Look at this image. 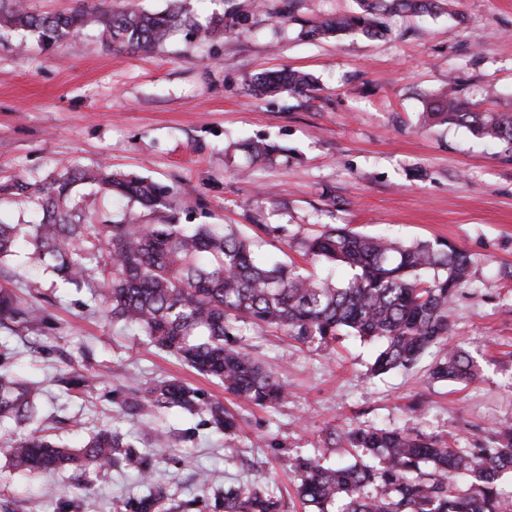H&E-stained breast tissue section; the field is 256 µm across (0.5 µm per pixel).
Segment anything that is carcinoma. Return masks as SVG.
Segmentation results:
<instances>
[{"mask_svg": "<svg viewBox=\"0 0 512 512\" xmlns=\"http://www.w3.org/2000/svg\"><path fill=\"white\" fill-rule=\"evenodd\" d=\"M359 11L342 18L319 20L308 30L313 37L358 31L370 38L385 34L381 17L388 13H433L448 0H358ZM36 32L58 41L95 26L109 45L127 51L151 52L181 28L197 22L171 0L160 12L125 9L112 12L82 4L68 13H36L20 0H0V26ZM259 94L311 89L300 71L261 73L251 80ZM424 123L455 124L474 135L512 150V112L483 109L460 90H444L423 112ZM254 163L272 161L277 150L261 141L245 143ZM95 183L108 193L154 211L163 205V189L144 177L105 168L74 167L37 186L25 181L0 185V195L37 197L41 222L32 226L27 243L39 264L51 261L63 280L79 284L86 277L80 244L97 241V265L104 279L99 297L112 320L147 338L161 352L217 379L224 391L247 404L269 408L283 402L285 386L255 362L235 337L254 325L283 331L302 344L327 345L338 336L381 342L371 372L385 374L414 364L430 348L448 341V304L469 283L471 260L460 249H441L428 242L403 245L344 228L325 226L303 237L305 254L353 270L343 286L304 274L282 263L257 259L254 242L222 224H86L71 205L74 188ZM22 244L17 226L0 224V263ZM426 269L439 271L430 280ZM33 302L18 307L15 296L0 291V327L17 318L43 320ZM431 378L470 382L477 376L473 358L455 345L434 359ZM56 382L67 393L91 388L92 379L78 372L61 373ZM38 387L0 370V424L23 430L0 448L6 463L22 474L69 471L81 476L116 466H139L138 456L114 428H102L78 448H67L39 428H30L38 413ZM180 407L206 415L217 432L236 431V415L220 401L203 400L199 392L176 380L147 387L142 399L120 405L126 416L152 408ZM325 448H342L348 465L328 464L324 457H302L293 467L300 477L299 496L312 512H512L500 486L512 472V423L492 430L487 443L458 448L437 436L411 429L354 426L327 435ZM167 493L156 484L130 500L128 512H167ZM224 512H280L281 503L257 487L224 491Z\"/></svg>", "mask_w": 512, "mask_h": 512, "instance_id": "1", "label": "carcinoma"}]
</instances>
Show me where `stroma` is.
Segmentation results:
<instances>
[{
	"instance_id": "obj_1",
	"label": "stroma",
	"mask_w": 512,
	"mask_h": 512,
	"mask_svg": "<svg viewBox=\"0 0 512 512\" xmlns=\"http://www.w3.org/2000/svg\"><path fill=\"white\" fill-rule=\"evenodd\" d=\"M31 11H160L169 0H25ZM199 21L154 52H130L92 29L46 43L38 34L0 28V184L45 182L69 167L109 166L168 190L152 213L78 185L76 202L90 224H231L252 237L265 259L295 263L316 277L346 282V268L309 260L299 239L322 225L409 244L444 242L467 252L471 276L448 309L453 343L479 364L467 384L438 382L437 349L413 366L374 376V342L342 336L302 345L258 327L241 346L282 383L286 403L257 408L125 331L94 290L41 277L46 320L0 328V362L39 388L38 424L81 445L93 431L117 427L143 466L88 474L90 488L67 491V473L20 476L0 457V512H125L146 488L166 486L177 512H222L229 487L257 486L281 498L284 512H304L291 459L326 455L328 428L353 424L413 428L452 436L469 448L498 422L512 421V152L466 128L424 125L430 99L448 87L484 108L512 111V0H449L447 10L389 18L388 33L347 32L310 38L322 18L357 11V0H186ZM224 26L208 29L211 17ZM294 68L309 73L305 93L253 95L256 74ZM282 147L271 164L250 168L241 142ZM287 225V236L263 225ZM95 377L85 397L56 383L59 371ZM176 378L236 409L233 435L205 426L179 407L117 417L118 398L152 381ZM237 449L224 454L225 445ZM209 485H200L197 471Z\"/></svg>"
}]
</instances>
